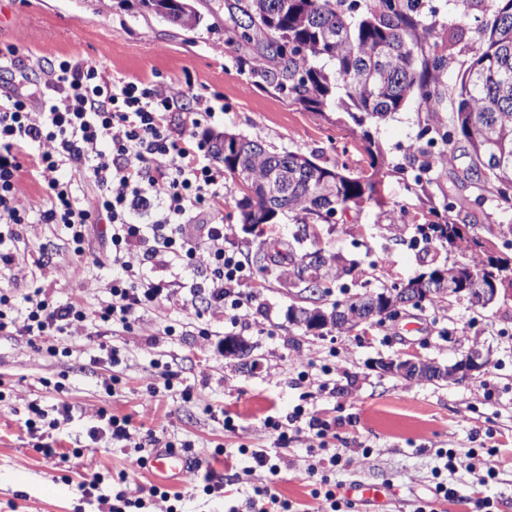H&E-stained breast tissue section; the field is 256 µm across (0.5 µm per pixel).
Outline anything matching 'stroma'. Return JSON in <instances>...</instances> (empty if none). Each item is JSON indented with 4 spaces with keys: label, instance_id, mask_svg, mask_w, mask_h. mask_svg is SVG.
I'll use <instances>...</instances> for the list:
<instances>
[{
    "label": "stroma",
    "instance_id": "obj_1",
    "mask_svg": "<svg viewBox=\"0 0 512 512\" xmlns=\"http://www.w3.org/2000/svg\"><path fill=\"white\" fill-rule=\"evenodd\" d=\"M195 5L205 21L185 33L160 18L117 9L116 0H0V47L18 45L20 65L75 57L117 79L173 84L198 105L223 104L216 129L260 137L279 152L316 151L353 173L369 172V156L346 113L307 109L255 82L247 60L256 47L234 51L224 44V0ZM450 110L446 101L427 112L413 98L374 122L373 140L392 169L383 185L385 209L344 211L320 227L319 248L364 267L377 262L373 286L401 284L429 261L460 258L425 244L415 231L453 193L450 174L422 176L405 164L421 128ZM238 197L232 178H225L229 242L248 259L259 304L250 326L237 333L246 355L224 353L223 312L199 316L175 300L141 313L128 329L104 325L85 335L39 338L15 327L0 332V512H108L116 491L129 501V512H228L245 508L254 487L266 484L294 512H317L314 490L322 482L339 496L353 483L389 486L379 512H512V297L480 312L465 302L426 306L348 333L304 334L289 323L288 308L305 304V297L287 277L266 276L256 261L270 242L291 240L295 226L281 215L263 232H244ZM14 231L19 265L48 260L49 273L34 282L48 299L92 310L106 298L113 276L104 261L106 224L91 225L80 256L62 225L18 224ZM34 283L0 272V292L9 294L8 315L17 323ZM476 342L488 364L460 384L408 381L374 366L380 358L412 354L451 365ZM166 367L173 373L169 389L161 375ZM32 402L44 412L37 439L24 427ZM62 403L72 417L57 426L55 408ZM298 405L329 424L328 446L342 453L344 465L328 466L301 439L276 447L267 418L285 417ZM103 412L128 417L138 447L113 445L101 427ZM228 417L233 427H225ZM42 441L66 459L45 456ZM159 441L191 442L202 461L160 495L141 464ZM255 450L271 452L278 475L257 466ZM447 450L456 456L451 470L440 457ZM208 471L222 477L221 492L207 491ZM441 484L449 495L437 493Z\"/></svg>",
    "mask_w": 512,
    "mask_h": 512
}]
</instances>
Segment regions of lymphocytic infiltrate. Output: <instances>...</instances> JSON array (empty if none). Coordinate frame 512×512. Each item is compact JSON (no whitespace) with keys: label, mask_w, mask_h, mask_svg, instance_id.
I'll return each mask as SVG.
<instances>
[{"label":"lymphocytic infiltrate","mask_w":512,"mask_h":512,"mask_svg":"<svg viewBox=\"0 0 512 512\" xmlns=\"http://www.w3.org/2000/svg\"><path fill=\"white\" fill-rule=\"evenodd\" d=\"M186 97L165 83L111 78L78 58L33 61L19 84L0 86V246L13 239V225L60 224L80 254L90 225L104 220L109 258L121 271L93 310L52 303L34 288L20 335L127 327L185 290L222 310L230 326H249L256 296L246 289L247 263L225 245L224 162L200 129L216 110L186 107ZM26 171L46 206L21 205ZM83 185L94 194L79 196ZM135 211L141 223L132 222ZM162 268L173 277H160ZM267 425L280 443L294 436L312 448L327 445L329 425L303 407Z\"/></svg>","instance_id":"obj_1"}]
</instances>
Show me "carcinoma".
Returning a JSON list of instances; mask_svg holds the SVG:
<instances>
[{"label": "carcinoma", "mask_w": 512, "mask_h": 512, "mask_svg": "<svg viewBox=\"0 0 512 512\" xmlns=\"http://www.w3.org/2000/svg\"><path fill=\"white\" fill-rule=\"evenodd\" d=\"M422 0H224L233 26L225 44L249 43L264 37L263 52L249 67L252 78L271 85L306 108L336 107L360 128V139L371 158L369 174L353 175L346 165L329 164L319 156L269 150L259 138L224 132L214 141L224 155V171L239 183L256 188V198L237 200L241 224H269L280 213L291 214L301 225L300 236L318 237L317 225L330 224L339 211L383 206L381 188L390 169L364 129L368 120H383L399 111L413 95L427 111L436 112L445 97L444 77L454 49L468 29L448 27L438 39L435 21L421 10ZM462 19L478 22L471 44L473 56L457 76L450 92V116L422 129L427 145L447 146L435 156L419 149L407 156L421 171L451 170L454 146L463 145L470 167L457 178L458 193L448 196L444 211L465 204L482 209L493 198L502 209H512V0H455ZM125 10L137 8L183 30L193 31L204 21L191 7L188 14L174 0H118ZM288 170V199L269 205L263 186L273 172ZM424 241H438L458 249L464 259L435 265L400 285L424 288V278L438 288H497L512 294V264L480 243L465 238L451 220L416 225ZM256 262L267 273L281 277L279 252L266 250ZM364 274L359 263L340 253L317 248L297 254L288 250V282L309 293L311 304L288 308V320L305 308L355 312L358 302L372 293L381 298L398 285L381 286L329 301L330 284Z\"/></svg>", "instance_id": "obj_1"}]
</instances>
